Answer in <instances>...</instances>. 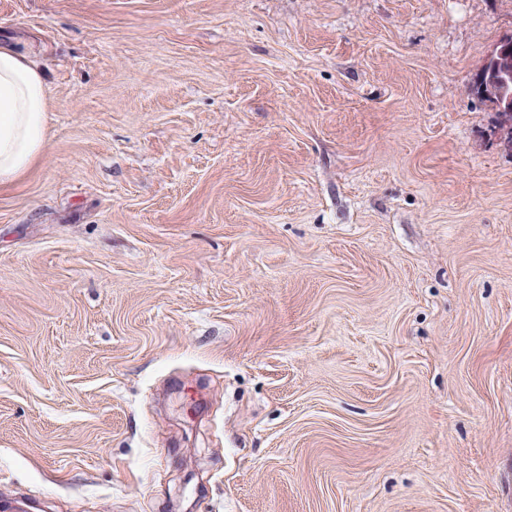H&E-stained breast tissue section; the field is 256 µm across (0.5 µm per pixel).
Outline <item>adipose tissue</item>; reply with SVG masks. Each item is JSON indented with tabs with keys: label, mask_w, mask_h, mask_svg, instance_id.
Returning <instances> with one entry per match:
<instances>
[{
	"label": "adipose tissue",
	"mask_w": 512,
	"mask_h": 512,
	"mask_svg": "<svg viewBox=\"0 0 512 512\" xmlns=\"http://www.w3.org/2000/svg\"><path fill=\"white\" fill-rule=\"evenodd\" d=\"M48 87L33 44L0 42V186L19 178L43 153Z\"/></svg>",
	"instance_id": "obj_1"
}]
</instances>
